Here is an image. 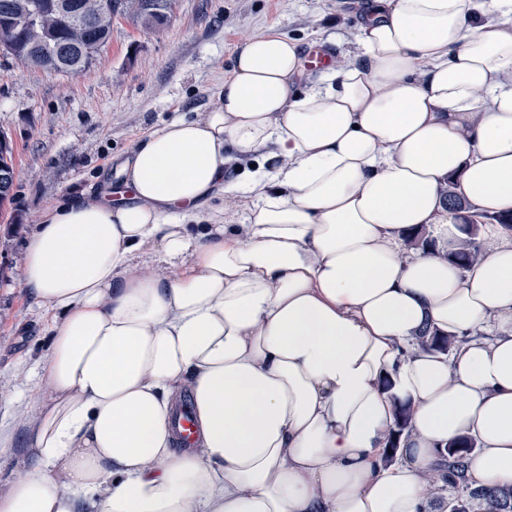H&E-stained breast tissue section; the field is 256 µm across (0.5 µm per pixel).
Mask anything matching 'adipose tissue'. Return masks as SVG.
<instances>
[{
    "label": "adipose tissue",
    "instance_id": "1",
    "mask_svg": "<svg viewBox=\"0 0 512 512\" xmlns=\"http://www.w3.org/2000/svg\"><path fill=\"white\" fill-rule=\"evenodd\" d=\"M356 41L315 76L296 39L241 42L212 109L119 163L122 199L46 210V391L0 512H428L463 436L468 484L512 489V0H369ZM451 179L488 217L465 270Z\"/></svg>",
    "mask_w": 512,
    "mask_h": 512
}]
</instances>
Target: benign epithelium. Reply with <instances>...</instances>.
Listing matches in <instances>:
<instances>
[{
	"mask_svg": "<svg viewBox=\"0 0 512 512\" xmlns=\"http://www.w3.org/2000/svg\"><path fill=\"white\" fill-rule=\"evenodd\" d=\"M132 0H81L77 11H72L71 0H23L21 9L8 21L0 22V31L11 33L23 30L33 38L26 51L33 63L39 62L38 48L49 44L59 32L58 20L65 15L74 19L68 28L70 42L82 48L86 62L95 61L99 47L85 43L82 18L92 19L105 32L112 30V22L121 16L134 15L129 7Z\"/></svg>",
	"mask_w": 512,
	"mask_h": 512,
	"instance_id": "7a95c632",
	"label": "benign epithelium"
}]
</instances>
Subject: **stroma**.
Returning a JSON list of instances; mask_svg holds the SVG:
<instances>
[{"label":"stroma","mask_w":512,"mask_h":512,"mask_svg":"<svg viewBox=\"0 0 512 512\" xmlns=\"http://www.w3.org/2000/svg\"><path fill=\"white\" fill-rule=\"evenodd\" d=\"M366 0H174L168 23L148 32L116 19L85 71L65 76L0 56V133L11 141L13 197L0 210V491L28 468L23 418L43 391L49 352L43 311L21 288L29 234L72 191L97 192L117 159L156 127L217 103L238 43L273 28L334 58L357 49Z\"/></svg>","instance_id":"obj_1"}]
</instances>
